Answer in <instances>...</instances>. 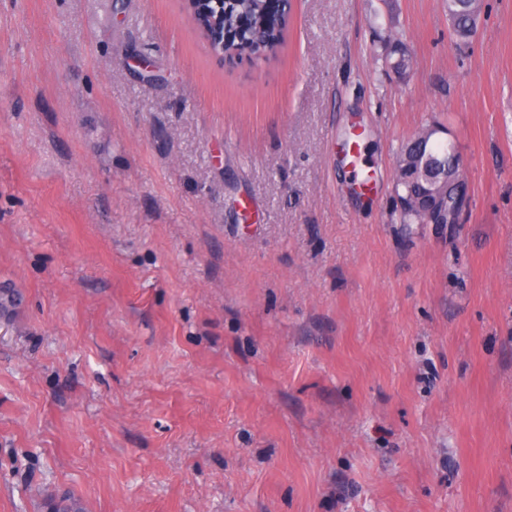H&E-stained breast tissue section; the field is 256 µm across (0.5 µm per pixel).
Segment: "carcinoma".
Wrapping results in <instances>:
<instances>
[{
	"mask_svg": "<svg viewBox=\"0 0 512 512\" xmlns=\"http://www.w3.org/2000/svg\"><path fill=\"white\" fill-rule=\"evenodd\" d=\"M481 8V0H448V16L455 21L454 35L459 41L467 42L472 38L470 22L473 14L481 12ZM218 15L222 17L220 25L227 36L224 53L230 57L249 55L267 59L275 55L288 24L285 18L279 23L277 19L270 17L264 0H208L201 4V11L197 12L198 26L212 31ZM390 43L392 49L386 56L389 68L397 71L410 69L411 58L404 42L393 37ZM424 159L426 166L419 165L410 174L402 172L400 166H395L394 191L402 202V206L398 208L400 222L425 223V216L415 201L422 194L426 172L446 189L448 215L457 221L462 220L464 210L457 205L450 182V172L461 171L455 151L448 148L446 143H436L426 148ZM46 512H80V509L74 507L71 496L65 494L59 498L48 499Z\"/></svg>",
	"mask_w": 512,
	"mask_h": 512,
	"instance_id": "carcinoma-1",
	"label": "carcinoma"
}]
</instances>
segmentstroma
I'll return each instance as SVG.
<instances>
[{
    "label": "stroma",
    "mask_w": 512,
    "mask_h": 512,
    "mask_svg": "<svg viewBox=\"0 0 512 512\" xmlns=\"http://www.w3.org/2000/svg\"><path fill=\"white\" fill-rule=\"evenodd\" d=\"M399 32L414 64L387 67ZM448 126L464 221L404 224ZM0 512H512V0H0ZM266 10L264 0H208L201 4L196 21L198 26L210 32L216 15L223 16L220 25L224 31L210 35V39L205 36L211 52L221 61L235 62L242 58L229 59L228 56L244 55L267 59L276 54L288 20L282 15L279 25L277 19L270 17ZM242 17L248 20L244 28L240 26ZM225 34L227 40L224 42ZM481 8V0H448V16L455 21L454 35L459 41L467 42L473 37L476 30L470 34V22L475 12L480 17ZM413 150L412 141H407L401 145L398 151L395 165L394 191L396 197L401 200L402 206L400 208L397 207V211L399 212L401 223L425 224V216L415 204L417 198L421 196L424 187L422 161L419 162L417 169L410 174L402 172L398 165L399 161L405 157V154H409Z\"/></svg>",
    "instance_id": "stroma-1"
}]
</instances>
